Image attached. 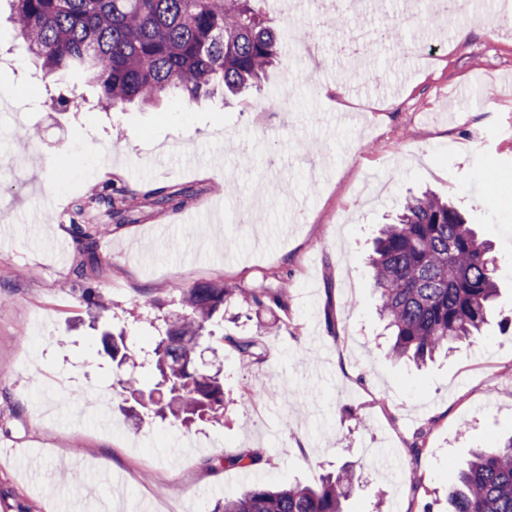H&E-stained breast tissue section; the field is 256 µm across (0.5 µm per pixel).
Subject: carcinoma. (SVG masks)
I'll return each instance as SVG.
<instances>
[{
  "label": "carcinoma",
  "mask_w": 512,
  "mask_h": 512,
  "mask_svg": "<svg viewBox=\"0 0 512 512\" xmlns=\"http://www.w3.org/2000/svg\"><path fill=\"white\" fill-rule=\"evenodd\" d=\"M16 37L61 84L90 80L99 103L116 112L127 104L151 105L170 93L196 99L221 85L236 96L260 83L278 58L281 34L267 26L253 0H9ZM184 190L156 188L143 199L159 208L183 203ZM136 195L126 189L88 194L73 205L69 231L84 243L86 261L97 260L100 236L110 224L85 216L103 210L110 217L134 211ZM367 267L377 294V310L391 336L390 355L421 364L479 335L495 314L499 295L496 259L467 218L449 201L425 192L403 203L396 220L384 224L373 242ZM234 290L203 282L183 291L180 311L166 319L156 337L151 366L170 399L154 410L182 424L224 411V381L194 366L210 323L224 313ZM287 308L280 289L253 292L247 304L268 302ZM223 340L251 363L264 360L252 336L226 334ZM104 350L121 365L131 359L125 344L108 331ZM265 458L252 448L220 460L249 468ZM353 489L348 470L328 476L317 488L278 489L254 483L240 494L217 501L212 512H342ZM448 512H512V438L475 452L448 490Z\"/></svg>",
  "instance_id": "carcinoma-1"
}]
</instances>
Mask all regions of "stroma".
Masks as SVG:
<instances>
[{
	"label": "stroma",
	"instance_id": "35a3bbf8",
	"mask_svg": "<svg viewBox=\"0 0 512 512\" xmlns=\"http://www.w3.org/2000/svg\"><path fill=\"white\" fill-rule=\"evenodd\" d=\"M256 7L273 27L318 36L319 68L298 65L291 38L260 87L236 99L170 95L109 113L84 82L58 105L57 83L0 0V512H93L101 499L116 512H212L249 483L314 486L344 467L355 473L344 512H448L472 450L512 437L507 5L471 0L443 25L430 0L408 14L402 0L358 13L332 0L321 17L310 4ZM388 84L395 96L383 95ZM271 95L278 115L267 125ZM92 183L191 195L176 210L135 211L80 278L68 214ZM426 189L491 244L501 293L480 335L416 367L387 355L365 261L377 228ZM204 281L240 294L197 351L224 374V420H135L117 380L148 391L154 376L115 367L84 323L83 295L110 298L101 321L136 352ZM260 288L284 289L287 309L247 306ZM147 297L157 307H140ZM228 331L258 339L264 361L243 362L222 341ZM249 448L266 451L256 468L208 470Z\"/></svg>",
	"mask_w": 512,
	"mask_h": 512
}]
</instances>
